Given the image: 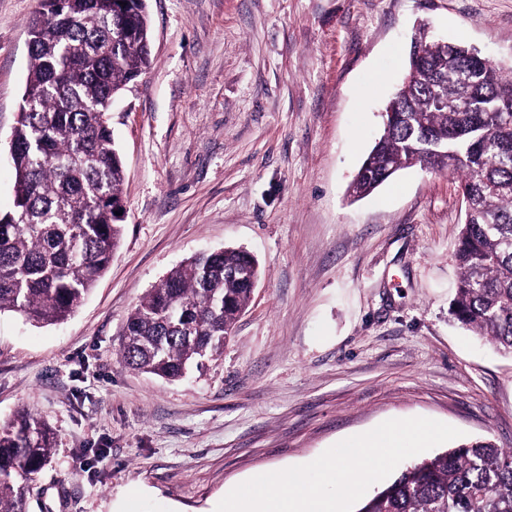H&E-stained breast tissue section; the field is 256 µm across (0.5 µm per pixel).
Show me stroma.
<instances>
[{"label": "stroma", "mask_w": 512, "mask_h": 512, "mask_svg": "<svg viewBox=\"0 0 512 512\" xmlns=\"http://www.w3.org/2000/svg\"><path fill=\"white\" fill-rule=\"evenodd\" d=\"M38 0H0V211ZM152 64L108 112L127 218L61 324L0 313V424L56 434L29 512H215L266 469L389 419L512 448V355L451 315L466 220L455 176L400 170L347 193L383 129L416 26L512 71V0H148ZM260 277L223 355L180 380L129 369L121 328L203 251Z\"/></svg>", "instance_id": "1"}]
</instances>
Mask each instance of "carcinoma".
I'll return each mask as SVG.
<instances>
[{"instance_id": "1", "label": "carcinoma", "mask_w": 512, "mask_h": 512, "mask_svg": "<svg viewBox=\"0 0 512 512\" xmlns=\"http://www.w3.org/2000/svg\"><path fill=\"white\" fill-rule=\"evenodd\" d=\"M40 0L35 62L12 131L14 208L0 213V312L65 320L112 262L123 233L124 167L107 114L149 69L147 0ZM424 64L402 83L352 192L367 196L409 165L456 174L472 217L455 249L456 319L512 353V73L459 43L421 40ZM257 260L236 248L192 256L128 315L120 361L170 380L220 357L247 310ZM56 437L22 411L0 424V512H28L30 481ZM356 512H512V449L473 439L420 459Z\"/></svg>"}]
</instances>
